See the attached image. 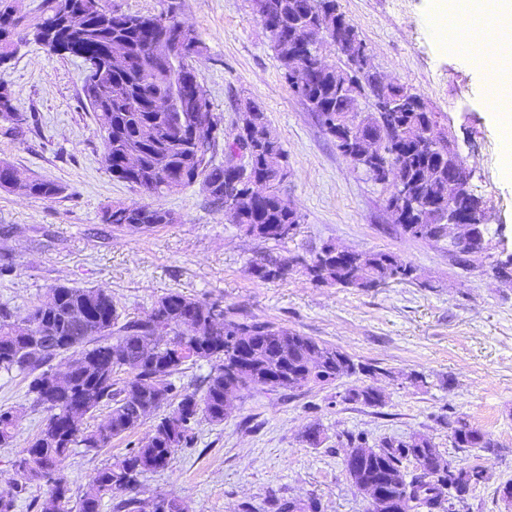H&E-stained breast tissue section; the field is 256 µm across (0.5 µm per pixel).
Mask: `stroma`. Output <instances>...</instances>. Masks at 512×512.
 <instances>
[{
  "label": "stroma",
  "instance_id": "stroma-1",
  "mask_svg": "<svg viewBox=\"0 0 512 512\" xmlns=\"http://www.w3.org/2000/svg\"><path fill=\"white\" fill-rule=\"evenodd\" d=\"M107 3L144 15L172 8L197 33L204 47L198 80L224 118L226 140L237 134L244 101L255 102L286 151L280 191L302 222L285 242H265L232 224L201 185L148 196L113 178L102 163L94 115L82 103V60L28 43L0 68V84L28 117L20 129L0 122V160L62 192L43 201L0 189V305L21 318L66 284L107 290L122 317L132 319L178 292L286 326L358 366L325 386L251 389L220 424L198 418L192 444L144 477L143 498L172 495L185 512H275L289 500L317 501L320 512H369L344 469L349 440L374 447L424 434L444 459L479 460L489 476L456 512H512V501L498 492L512 482V285L495 273L497 261L512 255V180L502 173L501 132L486 105L483 75L433 34L429 0L337 4L369 47L372 68L420 95L473 171L469 187L486 208L487 249L466 268L447 242L409 238L394 222L386 206L390 185L354 167L293 93L251 0ZM115 201L162 208L175 219L150 230L104 223L103 209ZM329 242L394 253L418 276L381 288L314 283L301 263ZM267 258L294 265L282 279L254 278L250 265ZM28 383L16 372L0 374V405L21 412L13 445L0 447V498L12 501V512H38L37 501L51 489L50 481L27 479L14 465L44 418ZM368 385L381 390V405L347 401L349 391ZM459 417L487 432L496 451L454 447L448 424ZM312 425L322 433L315 447L305 438ZM150 430L142 425L100 450L73 449L60 466L72 494Z\"/></svg>",
  "mask_w": 512,
  "mask_h": 512
}]
</instances>
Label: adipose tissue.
Here are the masks:
<instances>
[{
  "label": "adipose tissue",
  "instance_id": "adipose-tissue-1",
  "mask_svg": "<svg viewBox=\"0 0 512 512\" xmlns=\"http://www.w3.org/2000/svg\"><path fill=\"white\" fill-rule=\"evenodd\" d=\"M430 24L487 85L512 94V0H431Z\"/></svg>",
  "mask_w": 512,
  "mask_h": 512
}]
</instances>
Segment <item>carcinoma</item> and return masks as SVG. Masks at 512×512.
<instances>
[{
	"label": "carcinoma",
	"mask_w": 512,
	"mask_h": 512,
	"mask_svg": "<svg viewBox=\"0 0 512 512\" xmlns=\"http://www.w3.org/2000/svg\"><path fill=\"white\" fill-rule=\"evenodd\" d=\"M63 0H44L31 20L12 12L7 0H0V65L8 64L21 43H35L50 52L82 60L114 55L105 69L100 86L83 89V105L94 114L102 143V161L112 177L138 187L148 196L177 192L196 182L207 188L211 199L225 204L224 185L234 182L235 223L246 235L263 241L284 242L301 224L302 216L280 184L287 175V154L270 130L259 107L247 103L246 110L258 113V123L243 129L236 140L251 155L245 171L218 159L219 149L230 148L224 141L223 118L207 101L195 112H160L155 102L188 90L197 80V59L202 47L170 63L160 56L163 41L174 35L173 9L158 15H134L114 9L102 12L94 0H71L87 15V24L71 26L63 14ZM276 32L272 48L284 78L336 140L339 151L354 164L361 163L357 151L342 139L343 125L351 104L348 91L336 84V70L319 66L325 39L341 46L358 32L339 10L337 0H263ZM312 13L314 39L302 58L288 54L282 38L288 26L300 17V10ZM355 89L373 99L367 112L370 126L381 141L382 154L374 171L385 165L394 178L410 186L414 196L395 220L403 232L415 239L440 242L448 239V225L440 223L439 210L450 205L448 177L437 173L441 152L424 145L430 126L438 125L433 112H418L419 95L405 85L391 88L394 100L403 103L398 112L381 109L377 80L365 72L354 75ZM185 119L206 123L216 129L212 139L191 150L183 146L178 125ZM0 120L22 127L23 113L11 91L0 85ZM137 156L138 166L127 160ZM14 167L0 161V188L16 190L41 200L62 192L55 182L31 178L11 184ZM265 182L270 192L260 196L251 184ZM170 213L148 204L117 202L103 210V221L117 226L150 228L167 223ZM291 262L268 260L254 263L249 272L261 281L282 279ZM306 273L316 283L331 282L346 288H370L393 278L413 279L416 269L387 252L363 254L357 250L324 244ZM71 352L72 371L56 382L47 365ZM199 361L212 364L202 393L177 390L172 378L185 366ZM356 370L351 358L340 350L295 330L269 321L237 316L217 309L214 303L169 293L157 300L141 318L122 321L112 295L102 288L57 285L47 301L34 306L26 317L14 318L0 306V373L18 371L30 377L28 394L45 418L38 435L25 449L16 467L32 479L58 471L69 452L78 447L101 449L115 437L139 428L155 416L148 437L92 475L83 488L77 512H101L103 501L116 499L115 512H184L177 499L165 494L144 500L139 497L141 478L166 467L178 448L192 440V425L198 415L220 424L227 416L225 406L232 395L257 386L299 389L330 384ZM129 377L122 379L120 374ZM349 401L376 406L381 394L367 386L346 396ZM76 402L83 403L81 416L101 408L107 414L94 429L66 424ZM168 412L162 414L160 410ZM20 412L0 407V446L12 444ZM457 448L486 451L496 443L466 419L450 427ZM349 450L356 462L350 481L359 491L373 488L403 501L406 512H453L454 502L466 499L477 485L488 480L477 463L456 467L442 460L430 439L414 435L407 440H384L375 448L354 440ZM412 460L417 473L408 475L403 461ZM70 487L58 475L39 512H66Z\"/></svg>",
	"instance_id": "1"
}]
</instances>
